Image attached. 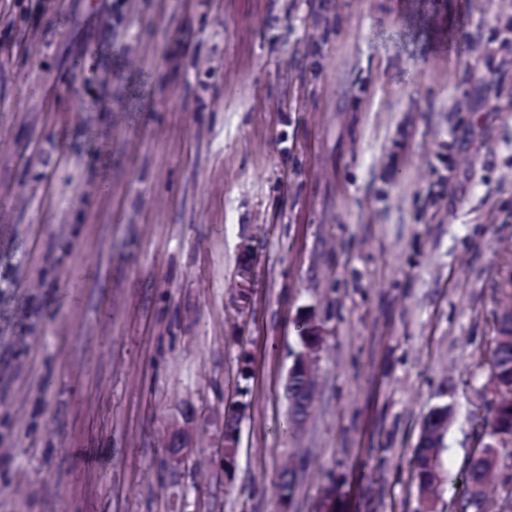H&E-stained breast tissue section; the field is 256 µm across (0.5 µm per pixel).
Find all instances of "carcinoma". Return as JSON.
I'll return each instance as SVG.
<instances>
[{"label": "carcinoma", "instance_id": "cac0c4a2", "mask_svg": "<svg viewBox=\"0 0 512 512\" xmlns=\"http://www.w3.org/2000/svg\"><path fill=\"white\" fill-rule=\"evenodd\" d=\"M493 346L484 357L482 366L488 372V384L494 400L482 412L473 414L472 422L481 433L478 451L469 455L456 489L453 502L461 512H479V505L471 500L473 490L489 473L499 471L505 459L512 461V321L494 317ZM307 392L303 375L294 374L285 388L288 401V430L293 431L301 415L300 408ZM452 405H435L423 420V426H443L451 418ZM446 445L426 448L419 442L414 448L412 478L418 493V509L436 512V495L445 481L443 452Z\"/></svg>", "mask_w": 512, "mask_h": 512}]
</instances>
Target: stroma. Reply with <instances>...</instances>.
Here are the masks:
<instances>
[{
	"label": "stroma",
	"mask_w": 512,
	"mask_h": 512,
	"mask_svg": "<svg viewBox=\"0 0 512 512\" xmlns=\"http://www.w3.org/2000/svg\"><path fill=\"white\" fill-rule=\"evenodd\" d=\"M511 35L512 0H0V512H416L442 400L453 512L512 270ZM253 239H245L241 245V261L237 271V277L234 284L235 300L239 309H245L244 302L241 300L242 293L250 297L254 290V273L258 262V254L253 244ZM308 385L303 375L299 372L294 374L293 380H288V387L285 388V397L288 401V431H293L301 415L300 408L306 397ZM173 434V448L168 452L170 462L178 467L184 466L191 457L192 449L189 434L185 430H177Z\"/></svg>",
	"instance_id": "1"
}]
</instances>
